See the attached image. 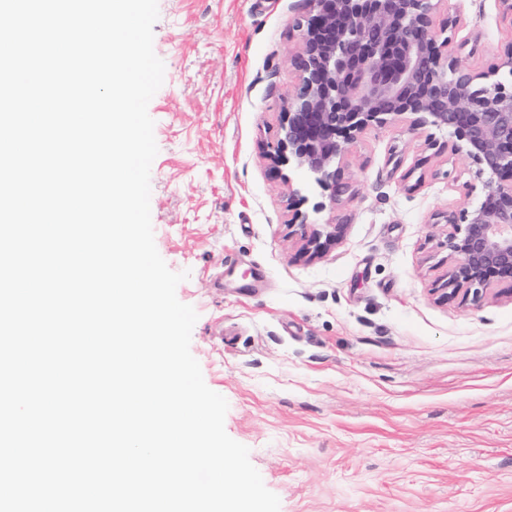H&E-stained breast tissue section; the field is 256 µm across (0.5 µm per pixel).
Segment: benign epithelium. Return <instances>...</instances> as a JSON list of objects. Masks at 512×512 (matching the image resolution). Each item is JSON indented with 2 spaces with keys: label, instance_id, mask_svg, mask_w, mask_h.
<instances>
[{
  "label": "benign epithelium",
  "instance_id": "obj_1",
  "mask_svg": "<svg viewBox=\"0 0 512 512\" xmlns=\"http://www.w3.org/2000/svg\"><path fill=\"white\" fill-rule=\"evenodd\" d=\"M295 20L297 85L285 99L269 153L288 196L315 185L330 203L350 193L341 159L366 130L389 120L446 129L483 182L484 200L448 224V271L440 299L512 283V43L499 63L473 74L442 54L432 0H307ZM300 254L323 257L346 225L295 212Z\"/></svg>",
  "mask_w": 512,
  "mask_h": 512
}]
</instances>
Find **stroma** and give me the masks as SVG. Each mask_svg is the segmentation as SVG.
<instances>
[{
  "label": "stroma",
  "mask_w": 512,
  "mask_h": 512,
  "mask_svg": "<svg viewBox=\"0 0 512 512\" xmlns=\"http://www.w3.org/2000/svg\"><path fill=\"white\" fill-rule=\"evenodd\" d=\"M165 78L148 105L156 248L198 320L191 353L226 398L280 512H512V302L437 300L442 212L482 199L455 136L366 131L341 167L351 196L313 213L271 167L296 85L305 0H158ZM443 52L481 72L512 43L501 0H434ZM346 226L320 259L287 219Z\"/></svg>",
  "instance_id": "35a3bbf8"
}]
</instances>
